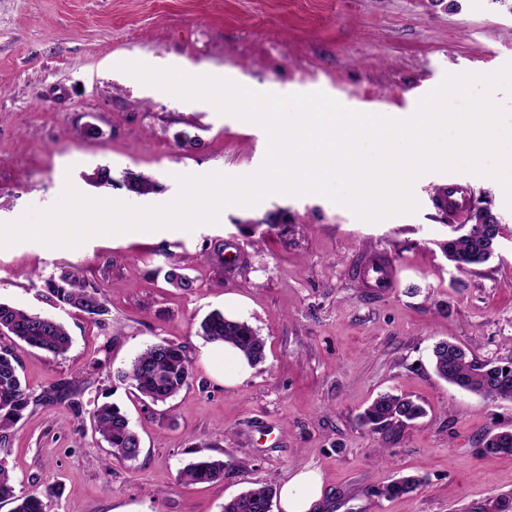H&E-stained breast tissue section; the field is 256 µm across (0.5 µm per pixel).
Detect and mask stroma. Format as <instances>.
I'll list each match as a JSON object with an SVG mask.
<instances>
[{
	"instance_id": "35a3bbf8",
	"label": "stroma",
	"mask_w": 512,
	"mask_h": 512,
	"mask_svg": "<svg viewBox=\"0 0 512 512\" xmlns=\"http://www.w3.org/2000/svg\"><path fill=\"white\" fill-rule=\"evenodd\" d=\"M124 61L224 71L277 94L321 91L352 110L408 116L418 86L512 61V10L501 0H0V222L49 208L68 180L148 206L176 196V175L260 167V127L142 85L118 70ZM101 165L114 186L86 183ZM128 171L152 176L159 192L128 193L119 185ZM447 179L423 175L418 212L379 223L319 195H272L184 235L0 249V302L54 318L71 336L58 357L25 348L23 383L36 394L61 380L77 390L71 404L31 405L0 445L17 494L56 487L50 512H222L241 491L276 490L310 468L323 481L318 512H512V456L482 452L486 437L512 430V400L448 384L432 361L446 339L512 362V210L496 181L459 174L504 229L488 263L458 270L438 243L470 218L438 208ZM372 254L395 270L383 295L355 278ZM172 263L196 279L194 291L166 281ZM70 267L99 285L105 315L46 293L44 278ZM234 297L266 349L228 386L198 331ZM163 339L184 346L192 378L147 406L119 374ZM386 391L420 401L426 416L379 433L361 426ZM98 401L126 411L141 440L136 460L104 464L89 420ZM204 457L224 459L223 480L183 483ZM408 474L422 480L415 493L380 495Z\"/></svg>"
}]
</instances>
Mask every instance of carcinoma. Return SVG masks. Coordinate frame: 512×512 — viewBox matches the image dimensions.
I'll list each match as a JSON object with an SVG mask.
<instances>
[{
  "mask_svg": "<svg viewBox=\"0 0 512 512\" xmlns=\"http://www.w3.org/2000/svg\"><path fill=\"white\" fill-rule=\"evenodd\" d=\"M127 191L144 196L157 191V184L144 174L128 172L123 176ZM489 245L486 235L460 233L439 243L444 256L467 269L485 263ZM165 278L177 287L192 291L195 280L175 268ZM44 288L57 302L92 316L106 312L103 297L95 281L77 271L65 270L44 281ZM200 335L211 343H230L242 351L252 364L265 357V340L244 320H237L214 311L200 323ZM10 344L0 348V440H7V432L22 418L34 402L64 403L76 392L71 383L58 382L40 395H34L24 385L18 372L19 351L26 347L43 350L55 357L65 354L71 338L57 320L6 303H0V337ZM436 374L460 389L489 398L512 399V367L506 369L480 361L465 347L443 340L433 347ZM134 396L143 403H165L189 385L191 369L183 347L166 340L148 345L133 361L128 371L120 375ZM425 408L417 401L390 392L379 394L359 416L361 425L373 430H391L423 417ZM94 430L110 448L109 454L117 460H134L140 454V440L130 426L127 416L115 404H95L91 413ZM483 449L488 454L512 455V432L494 435L485 440ZM226 463L219 458L201 459L187 465L182 480L187 484L210 483L224 478ZM420 479L408 475L384 486L382 494L395 498L416 491ZM54 495L32 492L17 495L8 468L0 461V502L15 503L12 512H47L45 499ZM272 492L264 487L248 489L224 502L223 512H269Z\"/></svg>",
  "mask_w": 512,
  "mask_h": 512,
  "instance_id": "carcinoma-1",
  "label": "carcinoma"
}]
</instances>
